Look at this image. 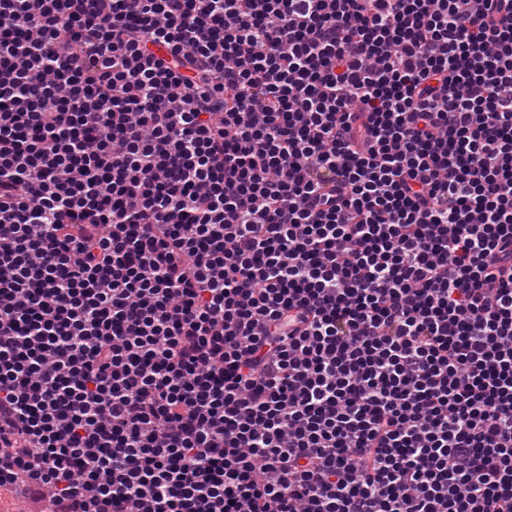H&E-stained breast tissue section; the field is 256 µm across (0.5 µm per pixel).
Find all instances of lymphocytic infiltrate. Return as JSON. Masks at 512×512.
<instances>
[{
    "mask_svg": "<svg viewBox=\"0 0 512 512\" xmlns=\"http://www.w3.org/2000/svg\"><path fill=\"white\" fill-rule=\"evenodd\" d=\"M512 512V0H0V490Z\"/></svg>",
    "mask_w": 512,
    "mask_h": 512,
    "instance_id": "1",
    "label": "lymphocytic infiltrate"
}]
</instances>
